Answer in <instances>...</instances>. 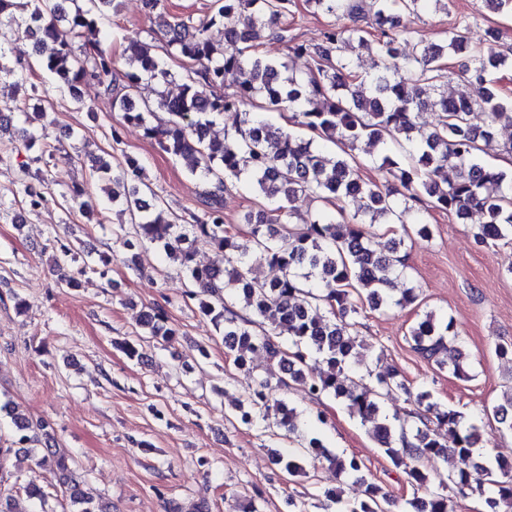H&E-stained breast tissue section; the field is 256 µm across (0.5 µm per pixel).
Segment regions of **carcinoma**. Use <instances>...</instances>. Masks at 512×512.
Listing matches in <instances>:
<instances>
[{
  "label": "carcinoma",
  "mask_w": 512,
  "mask_h": 512,
  "mask_svg": "<svg viewBox=\"0 0 512 512\" xmlns=\"http://www.w3.org/2000/svg\"><path fill=\"white\" fill-rule=\"evenodd\" d=\"M117 2L0 0V79L30 89L21 109L26 122L44 117L33 64L9 58L11 42L31 35L40 69L60 97L81 106L82 86L97 84L124 124L141 128L206 184L204 211L181 224L143 199L148 184L139 159L126 155L114 165L103 157L93 159L95 173L109 184V202L131 217V228L121 233L125 262L136 265L137 250L147 243L169 255L171 242L185 244L177 256L189 282L185 296L223 336L226 357L248 372L242 350L266 356L268 367L248 399L236 405V418L274 436L301 433L297 410L272 397L275 388L299 385L314 400H340L371 430L413 490L405 512H454V500L475 494L486 495L485 512H512V461L480 455L476 423L421 390L413 398L420 426L410 429L380 410L382 394L410 393L398 373L380 375L377 386L370 387L366 375L353 367L362 348L355 332L364 306L407 307L419 300L417 289L394 287L404 270L403 240L379 253L371 225L412 224L428 238L430 227L420 213V205L428 202L458 220L482 216L474 232L481 244L512 240V170L490 168L480 159L494 124L512 121V98L498 91L499 73L512 69V49L473 45L462 27L441 44L397 28L399 16L418 13L428 0H304L328 17L320 38L309 44L295 41L281 24L294 0H213L197 21L169 14L165 0H143L164 31V56L139 37H128L121 69L102 43ZM368 14L367 29L358 21ZM214 27L224 28V42L212 40ZM269 41L281 44V56L260 51ZM344 44L376 57V70L362 71L346 61ZM456 56L464 58V90L450 98L440 88L448 59ZM297 58L306 61L299 72L293 67ZM172 61L181 71L171 68ZM144 80L158 86L151 103H138L133 96ZM176 81L180 91L172 98L166 87ZM425 110L439 113L429 132L418 125ZM230 111L237 112V125L224 138L210 139V127ZM286 112L291 113L288 122L304 133L272 123V115ZM328 144L338 149L330 163L321 156ZM376 151L386 181L382 187L360 173L359 154L372 158ZM50 154L45 148L19 169L17 195L33 209L48 198L29 182L44 178V171L33 173L31 165H48ZM448 168L458 171L453 181L444 178ZM242 186L264 200L243 215L250 226L249 252L240 249L224 224V192ZM302 194L336 213L298 220L293 202ZM350 203L356 206L351 214ZM198 239L223 253L225 266L199 265L192 249ZM257 264L277 269L280 276L268 282L253 277ZM237 303L248 315L234 310ZM139 324L145 336L120 345L130 360L143 358L145 342L177 339L161 307L152 308ZM281 336L288 344L279 341ZM451 336L454 319L427 311L410 328L408 342L438 371L467 381L470 364L460 350L449 354ZM312 361L325 365L318 376L309 371ZM2 411L11 420L14 440L10 447L0 446V469L13 454L38 456L40 463L54 464L69 512H109L108 504L74 477L72 456L51 445L47 423L33 421L10 402L0 404ZM484 413L512 431V392ZM450 456L456 469L448 485L435 489L426 464ZM273 461L290 476L307 474V463L326 462L339 476L364 467L353 455L330 453L317 437L287 454L275 452ZM395 506L378 484L365 481L362 497L346 502L343 512H393Z\"/></svg>",
  "instance_id": "carcinoma-1"
}]
</instances>
